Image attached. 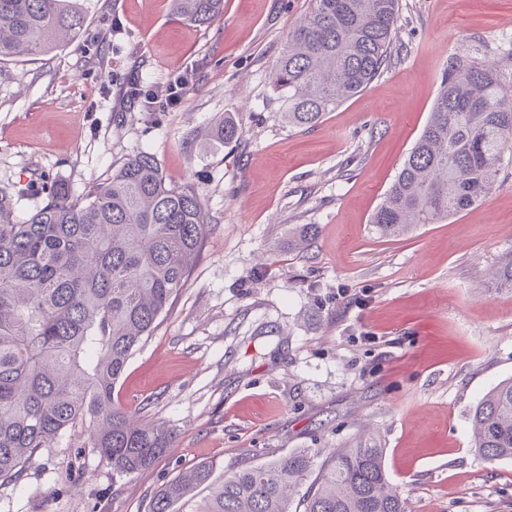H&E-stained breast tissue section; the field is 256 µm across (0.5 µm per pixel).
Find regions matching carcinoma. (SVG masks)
I'll return each mask as SVG.
<instances>
[{
    "label": "carcinoma",
    "instance_id": "obj_1",
    "mask_svg": "<svg viewBox=\"0 0 512 512\" xmlns=\"http://www.w3.org/2000/svg\"><path fill=\"white\" fill-rule=\"evenodd\" d=\"M172 2L175 15L199 26L224 12V0ZM398 14L399 0H316L272 72L288 124L313 126L364 91L391 61ZM84 27L74 0H0V60L45 55ZM240 135L228 119L212 132L225 143ZM511 147L512 65L451 58L429 119L371 223L396 237L448 221L491 190ZM43 184V203L24 219L14 187L0 185V479H20L35 452L67 432L86 437L112 473L130 476L174 438L130 415L114 391L201 251L202 200L195 188L168 183L146 152L82 195L61 181ZM488 275L512 292V254ZM470 421L477 455L512 460V378L481 398ZM313 463L301 450L236 470L198 512H292L291 494ZM213 470L202 461L161 486L151 512H175ZM300 504L302 512H406L382 448L336 451Z\"/></svg>",
    "mask_w": 512,
    "mask_h": 512
}]
</instances>
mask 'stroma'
I'll list each match as a JSON object with an SVG mask.
<instances>
[{"label":"stroma","mask_w":512,"mask_h":512,"mask_svg":"<svg viewBox=\"0 0 512 512\" xmlns=\"http://www.w3.org/2000/svg\"><path fill=\"white\" fill-rule=\"evenodd\" d=\"M79 5L80 40L0 63V183L18 216L42 204L43 179L80 195L148 152L199 192L209 231L115 389L172 447L119 477L64 434L0 481V512H150L199 461L220 481L304 449L307 491L333 452L366 445L384 449L407 512H512V461L479 459L470 423L512 378V293L487 279L512 251V148L489 193L446 223L383 238L371 222L449 59L504 64L512 0H400L399 60L311 128L284 120L271 72L315 0H224L207 27L170 0ZM183 70L192 90L175 110L124 95L135 79L164 96ZM225 117L242 133L230 144L206 134Z\"/></svg>","instance_id":"1"}]
</instances>
